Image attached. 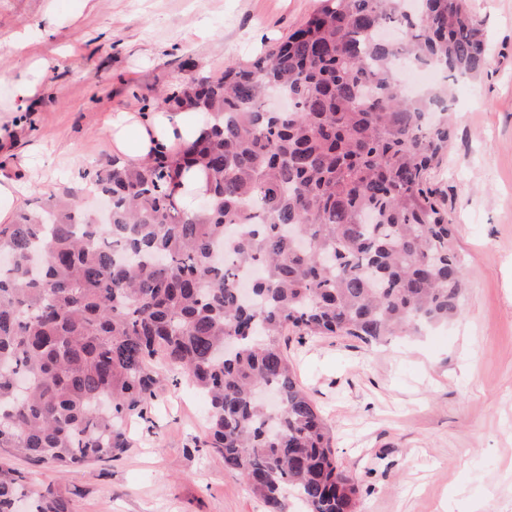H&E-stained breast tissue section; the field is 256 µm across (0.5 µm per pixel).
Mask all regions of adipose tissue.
<instances>
[{"label":"adipose tissue","mask_w":512,"mask_h":512,"mask_svg":"<svg viewBox=\"0 0 512 512\" xmlns=\"http://www.w3.org/2000/svg\"><path fill=\"white\" fill-rule=\"evenodd\" d=\"M205 125L199 113L119 112L112 118L111 151L127 164H140L158 149L176 151L195 140Z\"/></svg>","instance_id":"obj_1"}]
</instances>
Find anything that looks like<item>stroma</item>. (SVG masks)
I'll list each match as a JSON object with an SVG mask.
<instances>
[{"label":"stroma","instance_id":"stroma-1","mask_svg":"<svg viewBox=\"0 0 512 512\" xmlns=\"http://www.w3.org/2000/svg\"><path fill=\"white\" fill-rule=\"evenodd\" d=\"M317 0H0V177L31 197L79 188L112 158V114L143 109L192 62L217 72L285 38ZM489 69L454 86L448 152L430 182L457 226L464 313L416 340L286 341L331 427L357 512H512V0H471ZM78 23H70L72 14ZM47 29L39 96L9 111L22 61L9 42ZM206 401L166 387L116 459L61 474L8 455L34 488L59 484L71 512H266L246 480L203 451Z\"/></svg>","mask_w":512,"mask_h":512}]
</instances>
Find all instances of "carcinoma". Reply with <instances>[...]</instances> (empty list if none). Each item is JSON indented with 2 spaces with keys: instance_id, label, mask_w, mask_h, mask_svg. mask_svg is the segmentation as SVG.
Returning <instances> with one entry per match:
<instances>
[{
  "instance_id": "1",
  "label": "carcinoma",
  "mask_w": 512,
  "mask_h": 512,
  "mask_svg": "<svg viewBox=\"0 0 512 512\" xmlns=\"http://www.w3.org/2000/svg\"><path fill=\"white\" fill-rule=\"evenodd\" d=\"M433 68L415 96L394 64ZM489 65L470 0H319L267 53L192 70L157 104L208 127L182 150L90 175L0 224V450L64 473L127 448L159 391L209 399L203 446L269 512H357L358 487L282 338L381 343L463 313L455 225L429 182L455 82ZM204 172L188 209L183 176ZM254 268L249 295L239 268ZM69 512L66 491L0 467V512Z\"/></svg>"
}]
</instances>
